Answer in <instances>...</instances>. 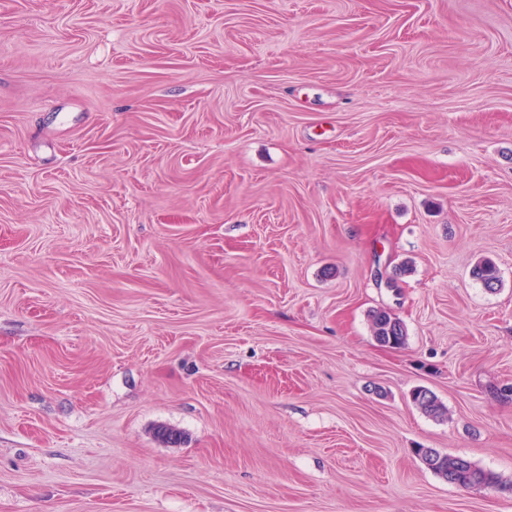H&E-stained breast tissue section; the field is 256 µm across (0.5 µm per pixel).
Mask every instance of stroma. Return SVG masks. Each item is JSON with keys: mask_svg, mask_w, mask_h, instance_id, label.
<instances>
[{"mask_svg": "<svg viewBox=\"0 0 512 512\" xmlns=\"http://www.w3.org/2000/svg\"><path fill=\"white\" fill-rule=\"evenodd\" d=\"M421 448L512 484V0H0V512H512ZM472 277L489 290L495 291L501 285L500 276L495 264L490 260L478 262L471 271ZM373 336L381 345L399 348L404 345L407 331L404 324L385 310H375L370 315ZM424 395L420 398V393ZM427 393V394H426ZM412 400L425 414L433 418H442L445 415L444 406L438 401L437 397L427 388H419L413 391ZM428 469L448 483L463 488H483L501 484L495 473L478 467L470 460L460 456L439 453Z\"/></svg>", "mask_w": 512, "mask_h": 512, "instance_id": "obj_1", "label": "stroma"}]
</instances>
